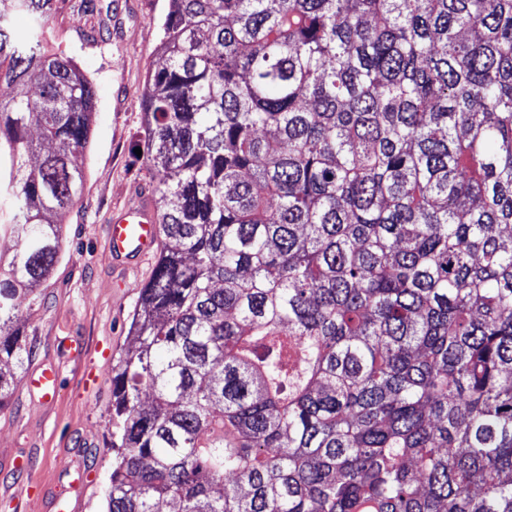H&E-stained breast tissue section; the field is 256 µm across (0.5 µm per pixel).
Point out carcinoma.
Masks as SVG:
<instances>
[{"instance_id": "obj_1", "label": "carcinoma", "mask_w": 512, "mask_h": 512, "mask_svg": "<svg viewBox=\"0 0 512 512\" xmlns=\"http://www.w3.org/2000/svg\"><path fill=\"white\" fill-rule=\"evenodd\" d=\"M56 2L0 0V407L92 133ZM160 33L170 244L106 512H512V0H170Z\"/></svg>"}]
</instances>
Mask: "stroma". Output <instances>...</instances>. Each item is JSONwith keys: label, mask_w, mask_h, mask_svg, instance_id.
<instances>
[{"label": "stroma", "mask_w": 512, "mask_h": 512, "mask_svg": "<svg viewBox=\"0 0 512 512\" xmlns=\"http://www.w3.org/2000/svg\"><path fill=\"white\" fill-rule=\"evenodd\" d=\"M76 2L66 0L56 9L43 33L96 86L93 134L75 159L83 181L63 221L61 258L24 318L31 349L27 369L54 364L61 386L44 403L15 387L0 409V512H45L41 498L28 494V482L65 492L69 472L79 468L89 482L79 512H104L112 469L111 359L130 344L138 287L155 267L144 263L129 272L128 287H120L105 226L113 211L153 195V173L136 149L144 140L143 89L159 61V23L168 0H95L96 12L87 14L77 11ZM72 336L82 338V353L66 348ZM92 368L101 380L89 390L82 381ZM19 457L29 460L32 474L15 468Z\"/></svg>", "instance_id": "obj_1"}]
</instances>
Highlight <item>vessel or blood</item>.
<instances>
[{
  "mask_svg": "<svg viewBox=\"0 0 512 512\" xmlns=\"http://www.w3.org/2000/svg\"><path fill=\"white\" fill-rule=\"evenodd\" d=\"M160 226L152 205L145 199L115 211L106 227V239L115 268L128 269L148 260L159 244ZM59 371L55 366L30 372L24 387L31 399L46 401L55 396Z\"/></svg>",
  "mask_w": 512,
  "mask_h": 512,
  "instance_id": "vessel-or-blood-1",
  "label": "vessel or blood"
}]
</instances>
